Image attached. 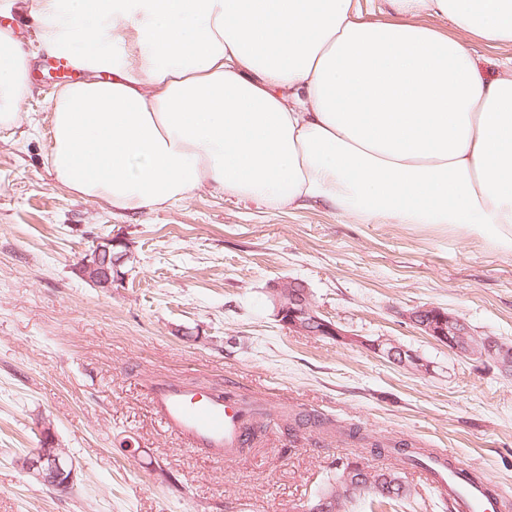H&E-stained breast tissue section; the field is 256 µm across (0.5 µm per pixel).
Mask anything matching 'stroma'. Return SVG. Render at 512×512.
I'll use <instances>...</instances> for the list:
<instances>
[{
  "label": "stroma",
  "mask_w": 512,
  "mask_h": 512,
  "mask_svg": "<svg viewBox=\"0 0 512 512\" xmlns=\"http://www.w3.org/2000/svg\"><path fill=\"white\" fill-rule=\"evenodd\" d=\"M22 3L0 0V18L37 66L41 24L21 20ZM31 86L21 124L0 127V512H304L353 457L398 473L409 492L364 495L346 512H449L421 468L332 432L289 431L292 409L447 451L496 484L497 512H512V371L408 320L437 306L512 345V252L209 188L170 208L116 211L56 182L42 122L55 90ZM105 238L123 241L127 258L123 279L100 288L81 265ZM286 279L347 334L390 338L428 371L289 330L269 298ZM161 379L261 404L262 432L228 462L185 448L152 411ZM45 434L74 461L69 491L23 467Z\"/></svg>",
  "instance_id": "stroma-1"
}]
</instances>
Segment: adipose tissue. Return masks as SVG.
Returning <instances> with one entry per match:
<instances>
[{
  "mask_svg": "<svg viewBox=\"0 0 512 512\" xmlns=\"http://www.w3.org/2000/svg\"><path fill=\"white\" fill-rule=\"evenodd\" d=\"M384 12L364 19L356 0H37L44 47L81 41L92 72L53 98L48 166L119 211L209 187L444 224L512 251V57L488 79L473 50L512 43V0H384ZM29 71L0 29V127L20 121Z\"/></svg>",
  "mask_w": 512,
  "mask_h": 512,
  "instance_id": "1",
  "label": "adipose tissue"
}]
</instances>
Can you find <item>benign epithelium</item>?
Returning a JSON list of instances; mask_svg holds the SVG:
<instances>
[{"instance_id": "benign-epithelium-1", "label": "benign epithelium", "mask_w": 512, "mask_h": 512, "mask_svg": "<svg viewBox=\"0 0 512 512\" xmlns=\"http://www.w3.org/2000/svg\"><path fill=\"white\" fill-rule=\"evenodd\" d=\"M122 243L113 239L105 245L97 246L83 261V275L100 288H110L118 280L119 266L127 254L117 251ZM270 298L275 317L295 333L309 336H322L348 344H358L370 352L395 364L415 372L427 369L416 354L405 349L389 338L374 340L350 336L335 323L324 319L315 308L306 286L295 280H282L271 285ZM408 320L425 335L448 347L452 352L464 356L488 358L512 370V347L493 337L472 334L467 324L460 318L436 306L418 308L408 314ZM24 467L44 484L57 490L69 489L75 481V466L63 448H56L45 439L41 446L24 458ZM344 493L336 492L319 497V500L306 508V512H341Z\"/></svg>"}]
</instances>
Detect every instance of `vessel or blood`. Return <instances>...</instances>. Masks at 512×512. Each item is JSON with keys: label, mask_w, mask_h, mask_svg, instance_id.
Here are the masks:
<instances>
[{"label": "vessel or blood", "mask_w": 512, "mask_h": 512, "mask_svg": "<svg viewBox=\"0 0 512 512\" xmlns=\"http://www.w3.org/2000/svg\"><path fill=\"white\" fill-rule=\"evenodd\" d=\"M42 73L47 79L67 84L80 78L81 69L73 56L50 52L42 60ZM151 404L169 432L209 458L233 459L247 443L252 404L225 398L219 391L200 394L176 383L155 384ZM427 474L431 482L441 483L456 512H489L485 485L469 480L463 468L449 469L435 460Z\"/></svg>", "instance_id": "1"}]
</instances>
